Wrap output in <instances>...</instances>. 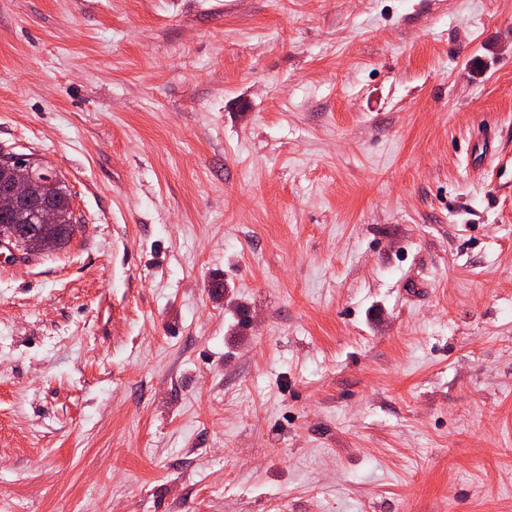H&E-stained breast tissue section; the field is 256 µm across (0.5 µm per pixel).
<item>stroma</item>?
I'll list each match as a JSON object with an SVG mask.
<instances>
[{"label": "stroma", "instance_id": "35a3bbf8", "mask_svg": "<svg viewBox=\"0 0 512 512\" xmlns=\"http://www.w3.org/2000/svg\"><path fill=\"white\" fill-rule=\"evenodd\" d=\"M0 512H512V0H0ZM17 167V175L10 187L0 193V211H8L17 201L27 197L36 179L35 166L28 159L16 157L10 160ZM36 191L39 195L50 194L53 196L55 205L58 210V224L56 222L55 211L49 207H45L40 212V220L43 224H35L34 233L26 236L22 240L23 247L30 251H40L39 239L42 234L56 236L59 241V247L64 246L71 238L69 231L72 223L73 211L71 210L70 196L65 187L56 180L55 183H38ZM49 224V225H45Z\"/></svg>", "mask_w": 512, "mask_h": 512}]
</instances>
